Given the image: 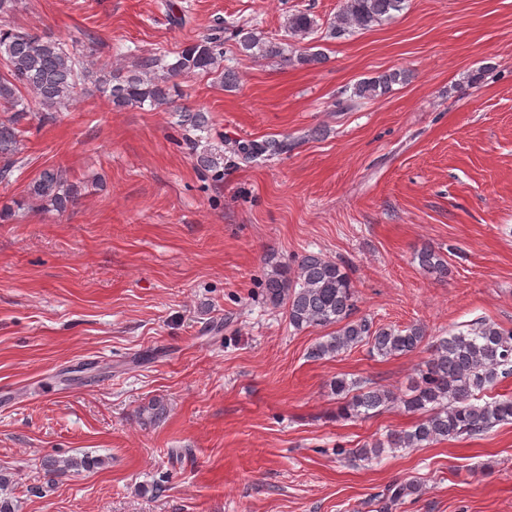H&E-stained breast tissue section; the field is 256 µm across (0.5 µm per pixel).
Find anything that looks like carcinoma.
<instances>
[{
    "label": "carcinoma",
    "mask_w": 512,
    "mask_h": 512,
    "mask_svg": "<svg viewBox=\"0 0 512 512\" xmlns=\"http://www.w3.org/2000/svg\"><path fill=\"white\" fill-rule=\"evenodd\" d=\"M406 0H344L331 30L344 34L367 29L392 19L404 9ZM316 21L304 12L291 14L286 28L290 37L301 41L314 32ZM238 50L288 64L313 65L320 62L316 53L303 51L291 57L288 46L265 37L246 24L233 31ZM0 110L11 117L0 122V179H9L19 153L21 122L30 112L23 93L47 112H56L78 103L91 86L114 106L168 109L174 104L177 84L174 79L200 73H216L224 87L235 86L233 69L224 66V36L218 31L189 44L169 57L160 51L141 60L139 69L125 75L101 62L93 52L60 39L15 30L0 25ZM406 80L403 72H389L357 82L351 97L374 100L393 85ZM179 122L203 132L209 128L206 112L179 110ZM288 138L240 139L233 153L244 163L267 160L288 153ZM197 166L221 176L224 151L199 140L192 142ZM79 196L78 186L64 171L46 169L28 185V199L64 211ZM420 267L439 278L448 275V264L434 250L417 254ZM266 299L285 310L288 325L296 330L334 326L336 330L317 342L308 352L312 360L331 358L360 344L382 358L405 355L423 347L430 351L427 360L415 368L407 393L397 395L375 382L336 377L331 393L339 399L336 415L343 419L369 418L381 408L395 405L417 416L408 430L391 432L359 448L336 449L360 461L380 457L386 449L419 448L423 444L448 438L482 436L499 424L512 423V396L501 395L482 403L478 394L512 376V329L495 322L479 320L463 332L435 339L425 326L405 329L376 327L372 320L358 315L354 286L347 266L318 254H307L294 271L274 265L264 281ZM9 476L0 473V512H15L8 496ZM421 486L414 482L396 483L382 495L383 512H389L406 497L417 495Z\"/></svg>",
    "instance_id": "cac0c4a2"
}]
</instances>
